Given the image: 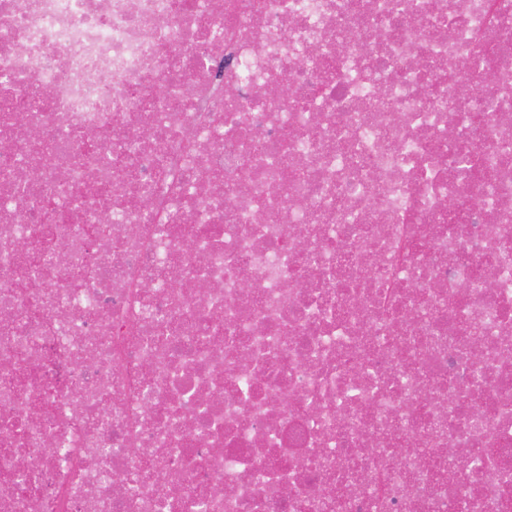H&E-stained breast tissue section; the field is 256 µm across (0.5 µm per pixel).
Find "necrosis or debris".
<instances>
[{
	"instance_id": "obj_1",
	"label": "necrosis or debris",
	"mask_w": 512,
	"mask_h": 512,
	"mask_svg": "<svg viewBox=\"0 0 512 512\" xmlns=\"http://www.w3.org/2000/svg\"><path fill=\"white\" fill-rule=\"evenodd\" d=\"M0 512H512V0H0Z\"/></svg>"
}]
</instances>
